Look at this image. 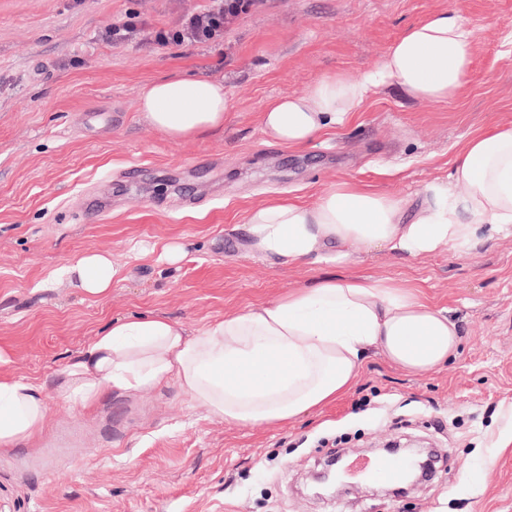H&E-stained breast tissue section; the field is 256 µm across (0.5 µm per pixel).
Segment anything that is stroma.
<instances>
[{
	"label": "stroma",
	"mask_w": 512,
	"mask_h": 512,
	"mask_svg": "<svg viewBox=\"0 0 512 512\" xmlns=\"http://www.w3.org/2000/svg\"><path fill=\"white\" fill-rule=\"evenodd\" d=\"M203 3L0 0V349L18 375L49 383L42 432L0 447V512H512V235L288 266L253 253L244 224L269 198L311 202L339 178L414 197L473 132L512 123V0H256L219 45L151 42ZM446 9L476 29L459 98L430 104L386 85L305 147L263 132L269 100L374 68ZM130 15L143 22L136 38L102 39ZM184 75L223 80V130L174 141L144 119L141 87ZM171 243L183 247L172 265L160 258ZM93 249L123 269L100 299L53 275ZM331 274L422 288L460 325L456 359L414 376L370 352L350 393L273 428L209 418L174 381L90 408L51 384L114 318L164 314L193 332ZM404 439L441 461L411 493L374 496L355 477L336 495L307 493L336 452L353 464Z\"/></svg>",
	"instance_id": "1"
}]
</instances>
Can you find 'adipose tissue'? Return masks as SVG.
<instances>
[{
	"instance_id": "adipose-tissue-1",
	"label": "adipose tissue",
	"mask_w": 512,
	"mask_h": 512,
	"mask_svg": "<svg viewBox=\"0 0 512 512\" xmlns=\"http://www.w3.org/2000/svg\"><path fill=\"white\" fill-rule=\"evenodd\" d=\"M475 43V28L462 14L432 13L409 27L373 71L333 74L302 93L268 101L263 129L280 144L304 146L347 125L388 83L414 100L456 99ZM140 110L150 125L181 140L223 128L228 101L222 80L178 76L145 85ZM245 222L252 251L285 265L311 258L343 265L364 248L409 257L476 248L512 231V124L472 134L449 176L431 181L416 198L339 179L314 202L274 198ZM121 273L107 250L84 252L55 271L91 298L108 295ZM459 343L456 322L419 287L327 276L193 334L161 314L115 318L56 377L59 391L86 408L110 390L140 392L173 379L209 417L269 427L348 392L370 350L421 376L451 362ZM7 363L0 353L2 448L41 433L48 412L45 383L15 375Z\"/></svg>"
}]
</instances>
